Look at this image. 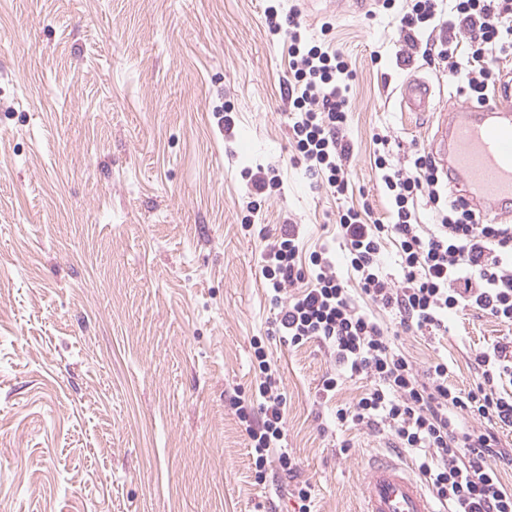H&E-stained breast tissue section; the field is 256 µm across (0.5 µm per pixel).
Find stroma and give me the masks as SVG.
<instances>
[{
    "label": "stroma",
    "mask_w": 512,
    "mask_h": 512,
    "mask_svg": "<svg viewBox=\"0 0 512 512\" xmlns=\"http://www.w3.org/2000/svg\"><path fill=\"white\" fill-rule=\"evenodd\" d=\"M267 0H0V512H358V481L391 435L336 423L362 380L322 399L334 371L316 341L274 333L261 274L268 240L301 227L304 252L337 247L338 211L388 203L373 136L408 165L430 148L438 106L461 100L432 57L401 49L396 0H278L354 79L347 193L313 178L292 138L287 38ZM427 112L401 106L410 75ZM231 110L225 134L217 114ZM273 166L248 232V173ZM260 336L282 378L297 466L254 479L231 398L255 383ZM512 337L478 310L434 340L398 343L419 373L448 363L472 387L476 352ZM432 92L428 81L415 76L409 77L400 86L401 105L411 112H425L430 105Z\"/></svg>",
    "instance_id": "1"
}]
</instances>
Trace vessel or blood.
<instances>
[{
    "label": "vessel or blood",
    "instance_id": "b4317fda",
    "mask_svg": "<svg viewBox=\"0 0 512 512\" xmlns=\"http://www.w3.org/2000/svg\"><path fill=\"white\" fill-rule=\"evenodd\" d=\"M401 104L427 111L431 84L412 76L400 86ZM433 154L452 186H468L467 202L489 219L512 201V81H499L492 99L448 106L439 119ZM361 512H438L424 482L410 466L390 458L369 462L359 486Z\"/></svg>",
    "mask_w": 512,
    "mask_h": 512
}]
</instances>
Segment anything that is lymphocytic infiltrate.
<instances>
[{
  "instance_id": "lymphocytic-infiltrate-1",
  "label": "lymphocytic infiltrate",
  "mask_w": 512,
  "mask_h": 512,
  "mask_svg": "<svg viewBox=\"0 0 512 512\" xmlns=\"http://www.w3.org/2000/svg\"><path fill=\"white\" fill-rule=\"evenodd\" d=\"M270 35L287 36L292 58L288 100L297 152L326 188L342 195L349 186L345 139L351 112L353 72L325 42L308 38L300 23L281 24L276 7L265 11ZM447 32L438 58L467 98L484 100L498 73L494 55L512 54V0H407L400 31L409 50L423 47L419 33ZM466 43V58L457 47ZM374 165L388 198L386 220L351 208L338 213L347 276L336 270L330 248L299 257L300 229L284 225L262 256V276L277 308L276 331L289 346L323 344L336 372L322 382L332 398L348 380L370 387L355 403L337 408L336 421L373 430L386 427L408 454L447 512H512V490L500 465L512 455L499 448V430L512 428V338L479 350L478 381L461 389L448 382V364L419 375L389 330L356 305L347 285L354 280L377 307L396 313L401 326L435 335L450 319L476 308L512 323V224H490L453 194L446 174L425 150L409 166L394 163L388 135H375ZM435 221L422 223L420 206ZM396 248L398 276L385 268L387 245ZM312 284L297 294L290 287ZM256 374L250 397H233L253 460L255 480L265 483L270 460L283 472L295 463L286 445V398L279 369L261 338L251 341Z\"/></svg>"
}]
</instances>
